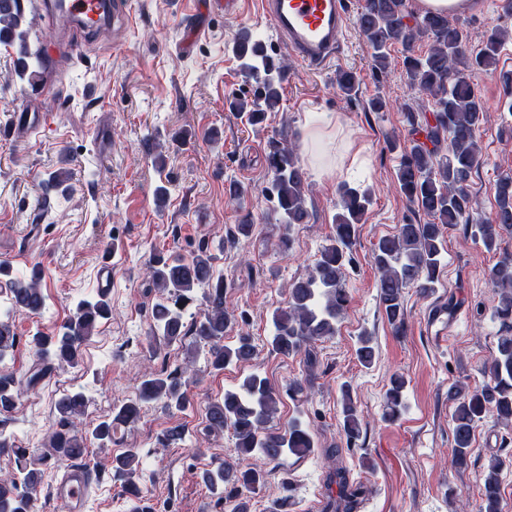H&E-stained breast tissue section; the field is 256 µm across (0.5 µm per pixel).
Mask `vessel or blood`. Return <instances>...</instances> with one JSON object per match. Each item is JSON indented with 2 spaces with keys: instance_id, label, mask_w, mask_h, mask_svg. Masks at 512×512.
Instances as JSON below:
<instances>
[{
  "instance_id": "obj_1",
  "label": "vessel or blood",
  "mask_w": 512,
  "mask_h": 512,
  "mask_svg": "<svg viewBox=\"0 0 512 512\" xmlns=\"http://www.w3.org/2000/svg\"><path fill=\"white\" fill-rule=\"evenodd\" d=\"M67 15L59 17L56 7H48L45 20L56 29L60 39L48 63L56 68L80 55L81 40L100 28L103 15H110L113 26L125 31L134 19L130 0H112L111 10H104L101 0H66ZM259 9L293 47L299 61L321 67L335 59L338 46L348 28L349 0H260ZM42 120L29 112L14 113L5 128L16 141L27 140ZM69 512H84L88 477L83 467H68L54 487Z\"/></svg>"
}]
</instances>
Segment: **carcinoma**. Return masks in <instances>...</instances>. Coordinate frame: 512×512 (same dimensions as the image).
Masks as SVG:
<instances>
[{
    "mask_svg": "<svg viewBox=\"0 0 512 512\" xmlns=\"http://www.w3.org/2000/svg\"><path fill=\"white\" fill-rule=\"evenodd\" d=\"M357 26L373 50L375 70L382 73L388 66V49L401 43L403 65L410 85L417 96L399 104L411 128L410 144L400 146L391 139L392 150L400 149L396 179L400 192L411 206L424 216V222L412 219L396 226V230L379 238L373 249V262L378 273V300L392 330L402 335L406 330L404 290L413 287L420 295H432L440 284L444 266V232L460 224H474V235L489 252L501 249L504 237L512 235V174L499 177L496 183V207L490 218L471 220L474 198L470 178L477 171L481 148L477 131L484 119V106L471 81L475 70L498 72L504 90H512V71L498 69L502 44L512 36L507 29L494 27L483 40L481 48L471 52L467 36L457 19L446 9H426L416 15L408 12L407 0H364ZM430 39L427 53H415V42L421 36ZM0 43L18 52L16 75L20 79L36 77L29 70L28 59H43L39 47L28 41L23 6L15 10L0 7ZM233 52L245 77L254 80L253 97L239 98L230 108L257 124L268 112L279 109L282 82L286 77L284 60L270 56L261 39L252 30H240L233 43ZM336 87L346 96L356 92V72L340 69L336 72ZM267 169L271 180L263 189L269 202L267 221L284 224L291 229L307 224L310 212L306 198V172L294 152L283 141L268 143ZM339 211L334 216L335 233L306 276L294 279L288 286L286 306L272 313V350L284 356L305 354L307 370H313L316 360L311 346L336 334L337 323L350 301L346 288V270L354 262L356 226L372 202L371 191L346 182L338 188ZM255 224L246 216L229 233L227 243L237 246L250 239ZM215 257L207 244L197 249L191 260L178 256L153 255L146 265V275L157 289L158 300L150 312V333L161 336L167 344H189L192 353L205 349L208 363L215 370L235 363L252 360L255 346L250 337L241 335L232 345L224 344V336L237 321H246L245 313L234 314L224 306V275L216 271ZM487 279L498 295L493 318L499 322L496 355L484 366L489 381L471 392L455 387L448 398L454 401L452 413L455 467L468 466L470 447L476 428L494 417L495 425L512 427V254L504 253L489 268ZM42 272L37 266L24 278L9 280L6 288L9 308L37 315L44 305ZM203 289V309L200 316L188 322L185 313L193 303L195 291ZM111 314L107 294L79 301L73 313L54 336L35 333L33 343L39 363L23 378L4 370L5 360L17 344V334L9 315H0V414L10 413L25 390L38 385L46 371L54 365L75 367L79 364L82 347L93 334L100 320ZM356 358L365 368L373 365L376 350L371 335L358 338ZM405 379L395 375L386 390L385 416L399 417L403 404ZM342 430L350 446L362 440L363 429L357 405L350 388L341 387ZM279 393L258 375H251L242 384L241 392L227 391L224 399L208 404L206 429L213 434L232 431L240 459L260 453L270 461L292 454L299 459L314 452L316 443L300 420L292 419L281 431L269 427L278 410ZM160 403L168 410H184L192 404L189 382L184 372H149L144 375L138 393L112 412V418L99 422L91 431L79 430L78 423L85 413L84 395L75 390L61 393L54 410L58 428L49 436L50 457L58 463L87 458V439L100 445L112 442L118 426L134 423L142 408ZM11 454L16 469L0 472V512H31V492L39 487L44 472L30 463L27 449L15 444L13 437L0 431V454ZM506 459L494 456L487 464L483 478L480 512H500L501 473ZM112 475L124 483L130 495L144 498L142 452L128 448L112 457ZM202 482L219 499L229 505L230 512H251L250 494L262 487L266 472L241 464H224L205 469L199 474ZM336 497H328L327 512H355L359 498L365 493L361 484L349 480L345 469L336 468Z\"/></svg>",
    "mask_w": 512,
    "mask_h": 512,
    "instance_id": "obj_1",
    "label": "carcinoma"
}]
</instances>
